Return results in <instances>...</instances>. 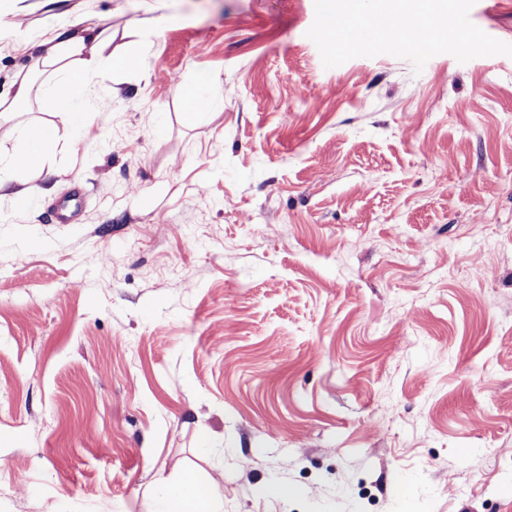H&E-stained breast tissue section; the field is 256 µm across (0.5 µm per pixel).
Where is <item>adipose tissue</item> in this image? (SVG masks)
Wrapping results in <instances>:
<instances>
[{"label":"adipose tissue","instance_id":"adipose-tissue-1","mask_svg":"<svg viewBox=\"0 0 512 512\" xmlns=\"http://www.w3.org/2000/svg\"><path fill=\"white\" fill-rule=\"evenodd\" d=\"M45 53L32 57L31 70L52 69V77L41 88H34L29 77L16 76L13 105L26 103L33 90H40L56 112L58 123H32L21 128L17 145L0 153V191L11 189L15 202H26L31 196L29 176L33 171L53 164L56 150L73 151L74 140H61L60 126L84 130L98 112L89 107L83 94L99 83L109 71L130 67L131 57L107 54V44L94 16H86L79 30L49 25L44 40ZM210 493L201 488L195 472L183 468L179 483L163 498L159 512H217Z\"/></svg>","mask_w":512,"mask_h":512}]
</instances>
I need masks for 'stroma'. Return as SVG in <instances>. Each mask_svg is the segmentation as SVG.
<instances>
[{"mask_svg": "<svg viewBox=\"0 0 512 512\" xmlns=\"http://www.w3.org/2000/svg\"><path fill=\"white\" fill-rule=\"evenodd\" d=\"M0 12L141 44L0 192V512H152L185 464L223 512H512V57L327 68L314 0ZM470 19L512 44V0Z\"/></svg>", "mask_w": 512, "mask_h": 512, "instance_id": "35a3bbf8", "label": "stroma"}]
</instances>
